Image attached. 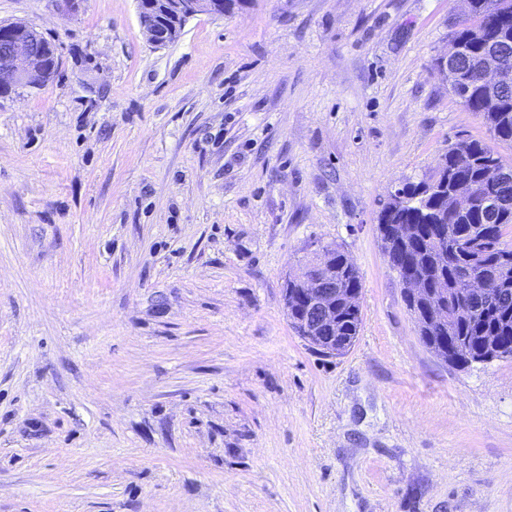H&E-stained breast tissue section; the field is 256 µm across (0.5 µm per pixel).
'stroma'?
Listing matches in <instances>:
<instances>
[{"label": "stroma", "instance_id": "1", "mask_svg": "<svg viewBox=\"0 0 512 512\" xmlns=\"http://www.w3.org/2000/svg\"><path fill=\"white\" fill-rule=\"evenodd\" d=\"M460 0H229L150 45L136 0H0L59 68L0 95V512H512V361L421 342L377 218L483 138ZM359 268L326 357L288 276Z\"/></svg>", "mask_w": 512, "mask_h": 512}]
</instances>
